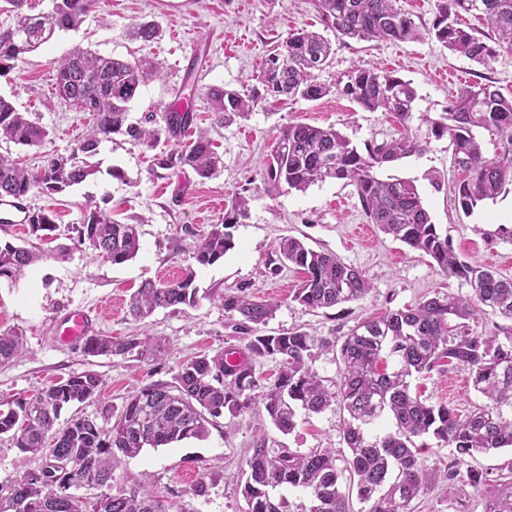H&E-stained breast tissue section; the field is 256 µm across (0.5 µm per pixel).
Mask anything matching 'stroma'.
<instances>
[{
  "label": "stroma",
  "mask_w": 512,
  "mask_h": 512,
  "mask_svg": "<svg viewBox=\"0 0 512 512\" xmlns=\"http://www.w3.org/2000/svg\"><path fill=\"white\" fill-rule=\"evenodd\" d=\"M151 21L162 34L155 42L133 40L130 29ZM311 0H99L79 29L58 32L53 40L28 56L25 63L0 73V94L11 97L31 120L46 127L41 148H23L0 141V152L11 153L29 167L44 154L67 153L76 147L89 116L53 103L58 61L81 45L124 60L147 58L159 63L160 78L142 86L131 104L135 122L162 117L177 99L195 55L208 56L204 76L196 77L198 91L211 86L249 91L265 58L278 50L287 35L316 24ZM331 63L319 72L327 85L354 66L385 71L386 62L400 58L396 75L412 82L418 93L413 126L423 118L446 112L459 87L448 84L445 73L464 83H488L512 96V50L501 51L492 69L451 53L435 39L415 42H364L333 39ZM194 129L179 140L188 145L197 130H208L223 164L208 179L191 169L163 170L152 154L126 137L102 143L95 160L100 171L80 185L47 198L29 196L28 208L49 207L56 229L44 243L45 257L16 281H0V329L18 332L26 353L0 365V400L32 394L70 375L93 371L103 379V396L63 411L71 416L102 419L118 415L126 401L154 383L175 384L181 363L201 353H216L239 339L224 317L220 301L225 291L251 287L276 303L268 331L301 328L317 336H342L365 314L414 306L434 292L468 295L464 282L438 272L425 254L392 236L372 229L356 237L353 226L366 223L354 186L329 180L306 191L265 192L263 161L274 139L289 124L332 126L356 146L392 136L395 129L384 113L366 112L348 98L332 93L317 100H267L248 118L218 126L206 101L196 100ZM120 168L123 179L112 178ZM380 178L412 181L433 223L447 233L457 253L502 275L512 277V240L497 236L499 225H512V186L495 200L464 213L454 198L459 172L448 139H431L425 152L394 162L379 171ZM441 189H434L432 177ZM250 196L249 213L233 230L234 249L223 259L195 269L198 290L195 306L180 311L157 310L137 321L129 312L131 296L148 280L167 281L181 273L194 248L214 225L223 223L224 209L236 195ZM105 203L118 222L135 224L140 232L137 256L122 264L97 258L79 243L74 230L86 204ZM295 236L317 251L336 254L359 269L371 284L364 300L311 312L293 300L303 277L301 270L280 263V237ZM94 311V330L103 336L147 334L166 349L165 355L138 359L111 355L90 356L56 334L58 321L70 310ZM411 388L434 402L450 404L458 414L470 413L482 397L470 387L463 370L450 368L413 378ZM344 412L334 406L319 414H300L292 434L267 427L269 447L345 449L341 423ZM257 415L221 417L205 436L186 438L162 448H145L123 459L118 480L131 484L151 480L162 494L191 501L196 512H245L239 485L243 461L257 436ZM204 483L206 493L191 496L189 489Z\"/></svg>",
  "instance_id": "stroma-1"
}]
</instances>
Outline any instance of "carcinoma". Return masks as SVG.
Listing matches in <instances>:
<instances>
[{
	"label": "carcinoma",
	"instance_id": "carcinoma-1",
	"mask_svg": "<svg viewBox=\"0 0 512 512\" xmlns=\"http://www.w3.org/2000/svg\"><path fill=\"white\" fill-rule=\"evenodd\" d=\"M0 12L12 22L0 26V70L13 69L27 55L48 43L58 31L75 30L96 7L97 0H53L48 15L32 13L28 0H3ZM324 29L337 37L365 42L419 41L433 37L448 50L486 68L498 58V48H512V0H440L438 14L428 27L396 6V0H314ZM483 15L491 34L481 39L459 27L462 13ZM132 34L142 42L158 38V26L139 22ZM332 44L322 34L301 30L288 35L281 50L269 56L250 94L209 87L204 99L220 123L246 118L267 98L300 97L317 100L332 92L347 97L369 112H385L401 126L390 140L365 144L361 152L333 127L295 123L273 142L266 163L267 190L305 191L328 179L355 187L370 223L413 250L429 256L442 274L464 281L466 296L438 294L413 307L389 309L362 318L338 340L295 329L266 333L277 304L240 287L221 297L224 317L244 346L213 355L200 354L182 363L176 385H150L124 405L108 426L87 417L59 423L64 409L100 397L103 381L93 371L71 375L27 398L0 402V436L27 455L45 454L38 468H23L8 491L0 495V512H191L185 505L140 481L117 482L120 457H134L143 448L164 447L185 438L202 437L215 419L238 417L255 408L264 411L282 434H291L299 411L319 414L334 403L347 412L343 439L348 452L312 448L307 452L266 446L265 428L246 460L241 485L247 512H286L276 490L300 489L309 497L303 512H351L343 478L356 485L368 512H411L410 504L438 481L442 493L456 495L468 486L478 495L483 512H512V462L496 472H480L470 465L478 454L512 449V324L486 335L476 330L478 316L490 309L512 321V278L460 256L433 224L417 187L408 180L379 178L377 170L425 150L430 137H448L462 178L454 186L461 209L469 213L478 203L496 198L512 184V149L488 158L475 130L512 133V98L489 84L475 83L459 92L440 119L428 122L423 135L412 130L417 93L411 82L391 72L357 67L334 85L317 81L325 69ZM158 76L144 60H123L76 47L58 63L56 95L89 114L88 129L67 154L43 156L35 169L25 168L0 153V199L21 201L31 194L51 198L98 172L91 159L104 141L123 134L154 152L162 169L188 166L205 179L220 158L206 132L187 146H171L181 131L191 127V107L168 109L163 123L150 126L129 121L130 105L139 89ZM48 130L16 109L0 95V141L34 147ZM250 198L236 197L190 256L183 274L171 281H147L131 297L129 313L145 318L158 309L177 310L196 302L193 266L219 261L234 248L230 229L246 217ZM52 210L29 211V233L51 230ZM79 243L88 244L97 257L122 264L140 249L136 224H122L97 204L85 206L76 227ZM279 260L303 271L294 301L309 311L330 309L363 300L369 281L358 269L335 254L316 251L302 239L284 236L277 244ZM40 259V254L11 243L0 245V280L13 281ZM151 338L138 335L89 337L83 352L146 358L158 351ZM339 352V380L324 384L311 367L317 350ZM18 333L0 330V365L21 356ZM271 358L279 368L265 383L256 376V362ZM467 372L473 390L485 402L466 416L444 403H433L411 391L416 374L444 366ZM394 430L375 434L372 427L384 416ZM453 449L446 470L430 474L420 455L430 444ZM96 489L82 501L74 489Z\"/></svg>",
	"mask_w": 512,
	"mask_h": 512
}]
</instances>
